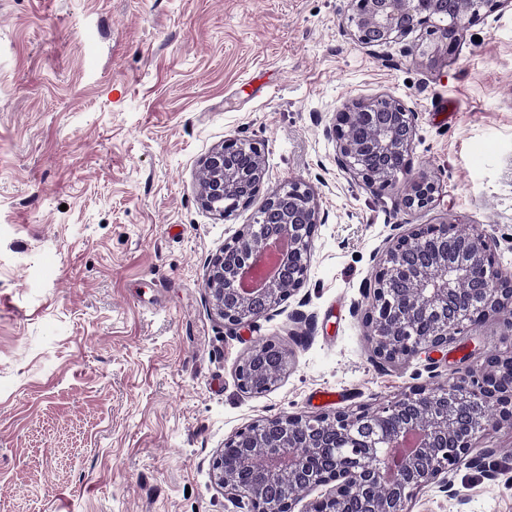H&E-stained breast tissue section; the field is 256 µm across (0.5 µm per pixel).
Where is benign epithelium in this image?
Segmentation results:
<instances>
[{
	"label": "benign epithelium",
	"instance_id": "1",
	"mask_svg": "<svg viewBox=\"0 0 512 512\" xmlns=\"http://www.w3.org/2000/svg\"><path fill=\"white\" fill-rule=\"evenodd\" d=\"M347 32L359 46L380 49L419 28L434 36L432 58L456 47L463 21L494 11L503 0H350ZM326 134L336 141V165L375 190L395 186L409 170L416 118L390 95L353 100L336 112ZM266 158L256 142L224 140L200 162L197 199L228 217L250 206L264 188ZM441 191L426 174L410 181L398 206L409 214L431 208ZM314 189L302 182L265 194L247 224L209 263L212 304L230 329L268 318L304 287L318 226ZM288 245L274 277L252 288L238 282L263 255ZM355 305L373 342L376 363L393 365L448 347L463 325L504 319L512 330V275L498 266L485 236L455 224H414L390 239ZM289 352L268 341L236 367L240 390L271 391L288 372ZM512 428V354L492 357L441 385L421 384L375 408L332 414H283L224 440L213 476L244 512H294L319 487L305 512H409L422 488L438 483L457 492L448 474L474 455L491 428Z\"/></svg>",
	"mask_w": 512,
	"mask_h": 512
}]
</instances>
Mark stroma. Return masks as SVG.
<instances>
[{"instance_id": "1", "label": "stroma", "mask_w": 512, "mask_h": 512, "mask_svg": "<svg viewBox=\"0 0 512 512\" xmlns=\"http://www.w3.org/2000/svg\"><path fill=\"white\" fill-rule=\"evenodd\" d=\"M348 5L0 0V512H236L211 461L238 430L385 403L512 352L489 322L383 369L353 314L414 224L477 231L512 273V7L433 60L411 52L422 29L358 46ZM380 94L417 114L411 171L441 185L427 212L336 166L335 113ZM228 138L261 145L266 189L306 183L325 214L299 295L236 330L206 272L256 209L224 218L196 199L199 160ZM269 340L290 368L243 393L235 368ZM476 450L482 468L449 475L456 497L432 484L410 512H512V429Z\"/></svg>"}]
</instances>
